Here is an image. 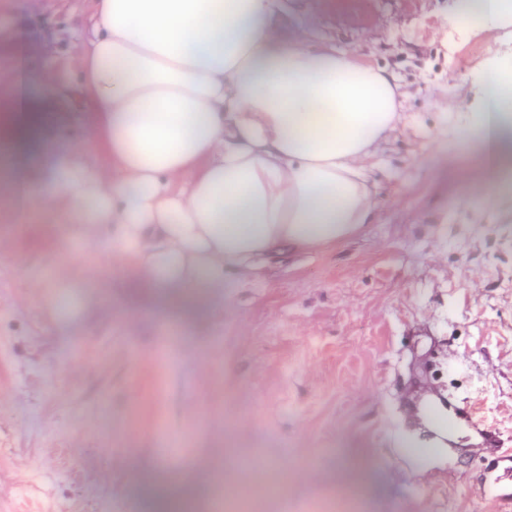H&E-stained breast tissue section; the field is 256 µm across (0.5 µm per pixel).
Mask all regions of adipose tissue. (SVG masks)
I'll return each mask as SVG.
<instances>
[{"label":"adipose tissue","instance_id":"ef3b65f1","mask_svg":"<svg viewBox=\"0 0 512 512\" xmlns=\"http://www.w3.org/2000/svg\"><path fill=\"white\" fill-rule=\"evenodd\" d=\"M462 24L488 43L512 0H460ZM289 0H93L78 74L92 111L81 145L54 156L49 189L31 197L108 225L105 250L123 279L159 304L198 281L246 277L283 250L309 252L373 223L370 160L402 123L404 93L389 71L293 27ZM54 75L24 59L0 68V141L15 160L45 120L29 88ZM483 105L459 138L478 145L485 173L469 187L482 207L512 174V71H480ZM82 277L42 298L57 321L81 316Z\"/></svg>","mask_w":512,"mask_h":512}]
</instances>
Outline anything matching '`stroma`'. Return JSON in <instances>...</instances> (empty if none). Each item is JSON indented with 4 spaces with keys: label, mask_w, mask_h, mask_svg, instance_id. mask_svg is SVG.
<instances>
[{
    "label": "stroma",
    "mask_w": 512,
    "mask_h": 512,
    "mask_svg": "<svg viewBox=\"0 0 512 512\" xmlns=\"http://www.w3.org/2000/svg\"><path fill=\"white\" fill-rule=\"evenodd\" d=\"M92 0H0V67L24 55L53 108L46 143L22 169L53 179L52 151L81 141L91 112L70 57ZM314 40L357 53L406 92L404 121L379 152L376 218L350 239L270 257L259 277L187 288L158 306L123 285L111 259H66L101 224L13 205L0 147V512H151L145 480L225 448H259L287 512H494L492 463L468 430L452 455L408 457L409 384L474 402L512 442V184L493 209L469 198L484 159L457 138L480 106L487 36L457 0H297ZM83 269L91 305L56 322L39 304L55 276Z\"/></svg>",
    "instance_id": "35a3bbf8"
}]
</instances>
